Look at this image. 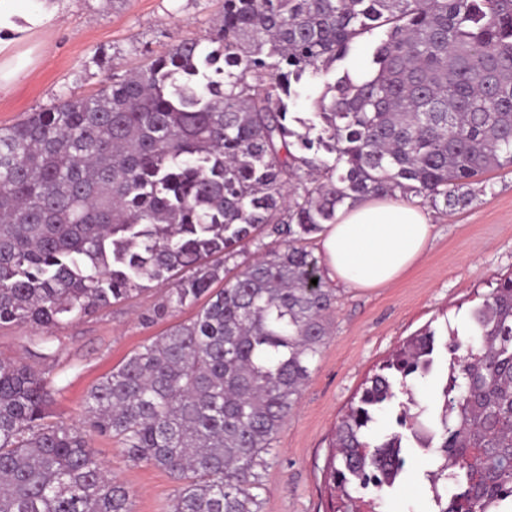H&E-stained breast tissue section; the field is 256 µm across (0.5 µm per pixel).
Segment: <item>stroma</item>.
Instances as JSON below:
<instances>
[{
  "mask_svg": "<svg viewBox=\"0 0 512 512\" xmlns=\"http://www.w3.org/2000/svg\"><path fill=\"white\" fill-rule=\"evenodd\" d=\"M223 5V0H66L55 26L33 37L45 43V56L0 90V125L70 94H94L111 77L113 65L135 68L176 39L206 38ZM474 190L476 197L465 208L429 209L434 229L427 250L397 281L365 291L337 286L331 334L263 472L261 512H329L330 443L362 383L400 342L425 327L468 334L471 310L497 280L512 275V169L485 174ZM165 291L149 284L138 296L74 322L61 331L50 355L32 343V328H2L0 356L51 377L59 389L56 420L81 426L89 388L166 329L163 321L142 322ZM91 446L130 490L133 512H170L179 484L166 471L131 463L106 437L93 438ZM427 468L424 456L412 457L408 480L378 512H427Z\"/></svg>",
  "mask_w": 512,
  "mask_h": 512,
  "instance_id": "obj_1",
  "label": "stroma"
}]
</instances>
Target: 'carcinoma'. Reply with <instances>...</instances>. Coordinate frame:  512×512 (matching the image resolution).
I'll use <instances>...</instances> for the list:
<instances>
[{"label": "carcinoma", "instance_id": "obj_1", "mask_svg": "<svg viewBox=\"0 0 512 512\" xmlns=\"http://www.w3.org/2000/svg\"><path fill=\"white\" fill-rule=\"evenodd\" d=\"M376 28L372 72L328 80ZM493 169H512V0H224L208 37L0 126L1 328L47 345L154 281L171 287L146 323L196 307L98 380L82 430L52 420L50 378L0 358V512H133L94 436L180 482L172 512H260L336 304L303 241L369 198L466 207ZM258 231L262 256L223 279ZM469 320L464 339L402 341L363 383L332 442L333 512H375L410 454L432 461L429 512H512L511 276ZM436 371L423 421L408 380Z\"/></svg>", "mask_w": 512, "mask_h": 512}]
</instances>
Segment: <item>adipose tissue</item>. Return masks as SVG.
Wrapping results in <instances>:
<instances>
[{
    "mask_svg": "<svg viewBox=\"0 0 512 512\" xmlns=\"http://www.w3.org/2000/svg\"><path fill=\"white\" fill-rule=\"evenodd\" d=\"M59 0H0V88L32 63L20 44L60 17ZM433 226L425 211L395 199H368L341 209L319 233L325 276L349 288H383L425 254Z\"/></svg>",
    "mask_w": 512,
    "mask_h": 512,
    "instance_id": "ef3b65f1",
    "label": "adipose tissue"
}]
</instances>
